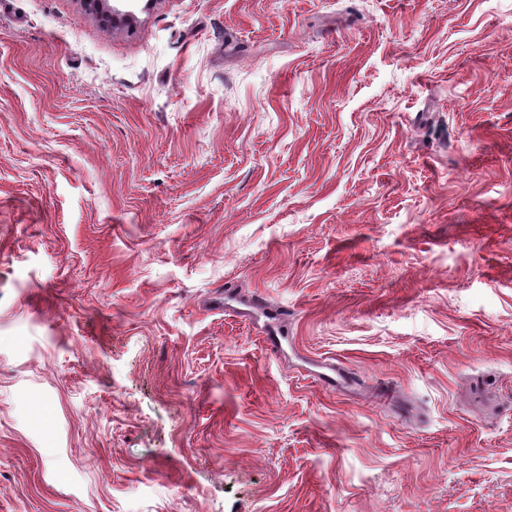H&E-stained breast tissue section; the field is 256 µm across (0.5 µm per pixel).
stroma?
Masks as SVG:
<instances>
[{
    "label": "stroma",
    "mask_w": 512,
    "mask_h": 512,
    "mask_svg": "<svg viewBox=\"0 0 512 512\" xmlns=\"http://www.w3.org/2000/svg\"><path fill=\"white\" fill-rule=\"evenodd\" d=\"M0 512H512V0H0ZM85 4L96 13L100 14L104 20L110 24H116L131 15L130 11H121L114 5L110 6V2H135L136 0H83Z\"/></svg>",
    "instance_id": "1"
}]
</instances>
